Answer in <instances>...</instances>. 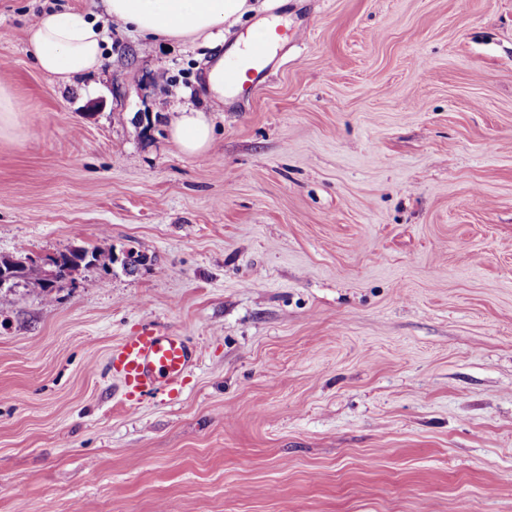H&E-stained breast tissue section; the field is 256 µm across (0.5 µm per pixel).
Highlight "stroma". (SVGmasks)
Here are the masks:
<instances>
[{
    "instance_id": "35a3bbf8",
    "label": "stroma",
    "mask_w": 512,
    "mask_h": 512,
    "mask_svg": "<svg viewBox=\"0 0 512 512\" xmlns=\"http://www.w3.org/2000/svg\"><path fill=\"white\" fill-rule=\"evenodd\" d=\"M52 6L107 20L0 0V255L142 262L0 291V512H512V0H248L225 43L306 37L235 105L211 43L121 26L56 82ZM148 321L199 360L130 402L107 359ZM173 140L185 153H204L213 140V128L203 112L183 109L172 123Z\"/></svg>"
}]
</instances>
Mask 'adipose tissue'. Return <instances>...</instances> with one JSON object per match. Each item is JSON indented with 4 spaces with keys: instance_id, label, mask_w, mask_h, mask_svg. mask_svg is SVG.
I'll return each instance as SVG.
<instances>
[{
    "instance_id": "ef3b65f1",
    "label": "adipose tissue",
    "mask_w": 512,
    "mask_h": 512,
    "mask_svg": "<svg viewBox=\"0 0 512 512\" xmlns=\"http://www.w3.org/2000/svg\"><path fill=\"white\" fill-rule=\"evenodd\" d=\"M246 9L247 0H105L108 18L141 35L166 39L221 37L225 22ZM105 48L103 28L86 11L49 8L27 32V51L37 67L63 83L97 71ZM171 134L192 155L204 153L213 140L210 122L194 109L180 112Z\"/></svg>"
}]
</instances>
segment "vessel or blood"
I'll use <instances>...</instances> for the list:
<instances>
[{
	"label": "vessel or blood",
	"instance_id": "obj_1",
	"mask_svg": "<svg viewBox=\"0 0 512 512\" xmlns=\"http://www.w3.org/2000/svg\"><path fill=\"white\" fill-rule=\"evenodd\" d=\"M278 37L275 44L263 39L253 41L233 65L225 67V96L253 93L271 69L273 46L297 44L303 33L282 31ZM192 362L193 351L187 337L169 332L159 324L147 323L113 347L108 368L120 379L126 396L139 400L163 390L177 393Z\"/></svg>",
	"mask_w": 512,
	"mask_h": 512
}]
</instances>
